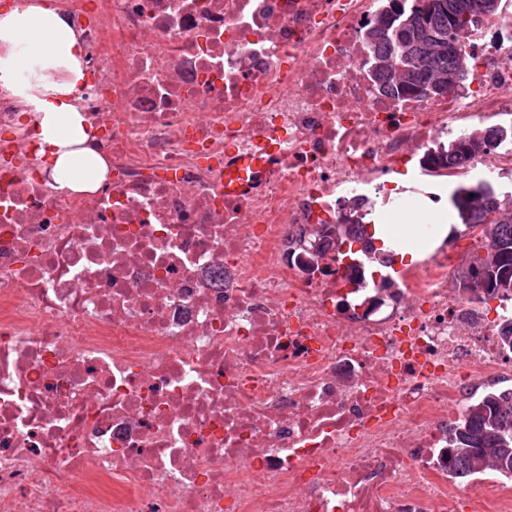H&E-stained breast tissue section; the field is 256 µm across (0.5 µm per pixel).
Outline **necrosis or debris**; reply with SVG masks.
<instances>
[{
    "instance_id": "obj_1",
    "label": "necrosis or debris",
    "mask_w": 512,
    "mask_h": 512,
    "mask_svg": "<svg viewBox=\"0 0 512 512\" xmlns=\"http://www.w3.org/2000/svg\"><path fill=\"white\" fill-rule=\"evenodd\" d=\"M91 80L106 161L54 190L0 86V512H512V479L453 478L473 388L512 380L452 271L480 243L389 271L319 225L363 200L512 179V146L426 168L442 136L512 125V0L464 41L467 80L381 96L384 0H54ZM261 160L233 188L228 158Z\"/></svg>"
}]
</instances>
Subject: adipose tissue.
Segmentation results:
<instances>
[{
    "mask_svg": "<svg viewBox=\"0 0 512 512\" xmlns=\"http://www.w3.org/2000/svg\"><path fill=\"white\" fill-rule=\"evenodd\" d=\"M83 47L72 24L45 4L0 13V84L33 107L49 153L55 190H86L106 166L87 138L70 97L85 85Z\"/></svg>",
    "mask_w": 512,
    "mask_h": 512,
    "instance_id": "obj_1",
    "label": "adipose tissue"
}]
</instances>
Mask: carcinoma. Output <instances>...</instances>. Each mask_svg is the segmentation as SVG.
Segmentation results:
<instances>
[{
    "mask_svg": "<svg viewBox=\"0 0 512 512\" xmlns=\"http://www.w3.org/2000/svg\"><path fill=\"white\" fill-rule=\"evenodd\" d=\"M500 0H387L380 18L369 25L367 49L379 89L388 97L422 96L421 88L433 81L438 72L463 82L469 73V59H461L457 47L463 46L461 34L473 28L479 19L497 11ZM499 140V134L473 129L448 144H438L425 162L440 167L465 163L477 151ZM461 224L492 225L497 253L489 262L474 253L467 270L458 281L470 280L480 292L459 285L462 292L478 299L512 296V193L498 192L489 184L458 187L450 198ZM353 232L342 223L329 225L337 255L345 246L361 243L372 246L363 217L354 221ZM448 456L461 475L468 476L493 468L512 475V388L492 391L465 406L462 418L451 428Z\"/></svg>",
    "mask_w": 512,
    "mask_h": 512,
    "instance_id": "carcinoma-1",
    "label": "carcinoma"
}]
</instances>
